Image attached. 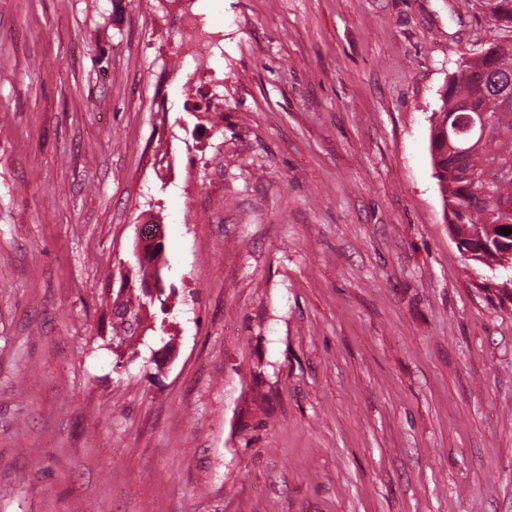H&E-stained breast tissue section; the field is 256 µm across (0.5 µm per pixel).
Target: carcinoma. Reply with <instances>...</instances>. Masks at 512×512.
Instances as JSON below:
<instances>
[{"label": "carcinoma", "mask_w": 512, "mask_h": 512, "mask_svg": "<svg viewBox=\"0 0 512 512\" xmlns=\"http://www.w3.org/2000/svg\"><path fill=\"white\" fill-rule=\"evenodd\" d=\"M489 18L509 35L495 39L469 57L448 79L446 92L434 113L430 148L442 193L448 230L469 259L489 268L503 265L512 237V0H489ZM497 117L484 134L478 113ZM162 246H155L144 262L133 264L138 284L120 297L113 314L112 348L120 351L139 335L154 307L139 285L161 276Z\"/></svg>", "instance_id": "carcinoma-1"}]
</instances>
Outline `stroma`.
<instances>
[{
    "instance_id": "1",
    "label": "stroma",
    "mask_w": 512,
    "mask_h": 512,
    "mask_svg": "<svg viewBox=\"0 0 512 512\" xmlns=\"http://www.w3.org/2000/svg\"><path fill=\"white\" fill-rule=\"evenodd\" d=\"M497 35L481 0H0V512H512V295L430 151ZM149 219L178 294L120 363ZM132 281H128L126 278H122L119 290L116 292L114 301L120 299L119 308L121 311L116 314L113 312L112 321V348L113 352H119L125 344L136 336H140L139 333L148 318V312L156 304V301L160 303V310L162 314H167L165 309V300H162L161 296L156 299L154 303L148 302L142 293L141 288H135L129 290L127 293L120 297V292L125 288H132Z\"/></svg>"
}]
</instances>
